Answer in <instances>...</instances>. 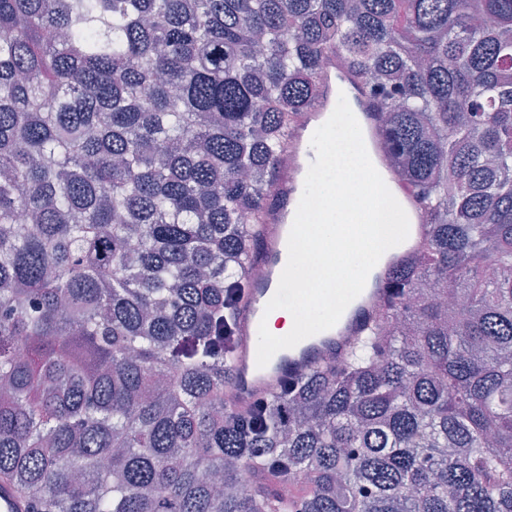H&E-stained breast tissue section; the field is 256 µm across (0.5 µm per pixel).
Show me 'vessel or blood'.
<instances>
[{
  "instance_id": "vessel-or-blood-1",
  "label": "vessel or blood",
  "mask_w": 512,
  "mask_h": 512,
  "mask_svg": "<svg viewBox=\"0 0 512 512\" xmlns=\"http://www.w3.org/2000/svg\"><path fill=\"white\" fill-rule=\"evenodd\" d=\"M345 92L348 104L358 120L363 139L370 149L373 164H380L383 139L373 104L362 84L349 72L327 64L322 74V95L316 104L302 113L289 138L290 155L287 174L281 175L271 189V201L265 224L260 225L252 249L254 263L266 270L264 279L252 284L241 299L236 312L238 370L230 387V395L238 405L248 406L265 398L289 378L305 373L321 361L332 359L336 350L346 348L378 315L391 294L385 277L386 266L409 260L417 255L428 226L416 201L412 187L394 173L383 178L409 219V235L404 244L386 253V265L374 270L362 293L345 309L337 324L329 331L325 343L302 350L283 349L272 368L261 372L257 365L255 345L265 308L277 291L288 259L287 240L297 206L303 193L304 180L316 155L311 137L332 114L338 92ZM27 502L14 488L0 482V512H28Z\"/></svg>"
}]
</instances>
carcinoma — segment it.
I'll return each instance as SVG.
<instances>
[{
  "label": "carcinoma",
  "mask_w": 512,
  "mask_h": 512,
  "mask_svg": "<svg viewBox=\"0 0 512 512\" xmlns=\"http://www.w3.org/2000/svg\"><path fill=\"white\" fill-rule=\"evenodd\" d=\"M332 56L428 236L340 360L240 408ZM0 476L29 512H512V0H0Z\"/></svg>",
  "instance_id": "cac0c4a2"
}]
</instances>
